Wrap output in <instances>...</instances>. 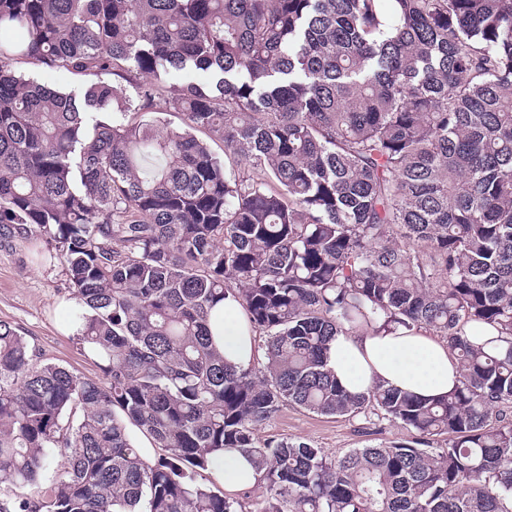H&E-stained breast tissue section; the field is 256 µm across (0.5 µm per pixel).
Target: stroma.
Listing matches in <instances>:
<instances>
[{
    "label": "stroma",
    "mask_w": 512,
    "mask_h": 512,
    "mask_svg": "<svg viewBox=\"0 0 512 512\" xmlns=\"http://www.w3.org/2000/svg\"><path fill=\"white\" fill-rule=\"evenodd\" d=\"M15 69L64 92L80 91L97 81L93 75L61 73L32 60L16 64ZM72 298L59 260L35 259L31 246L18 239L0 241V321L18 328L43 360L81 376L95 377L99 369L94 358L71 331L77 311ZM258 436L300 440L336 454L368 445L413 441L410 429L400 423H374L363 414L317 415L289 404L280 406Z\"/></svg>",
    "instance_id": "stroma-1"
}]
</instances>
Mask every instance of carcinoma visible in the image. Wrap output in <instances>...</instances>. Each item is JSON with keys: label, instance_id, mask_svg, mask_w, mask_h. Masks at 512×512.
Returning <instances> with one entry per match:
<instances>
[{"label": "carcinoma", "instance_id": "cac0c4a2", "mask_svg": "<svg viewBox=\"0 0 512 512\" xmlns=\"http://www.w3.org/2000/svg\"><path fill=\"white\" fill-rule=\"evenodd\" d=\"M21 59L145 81L66 93ZM189 73L207 82L165 99L187 129L128 118ZM16 238L63 260L101 376L0 321V485L28 489L0 512H245L195 479L229 450L258 474L253 512H509L512 0H0ZM229 297L264 336L246 367L213 342ZM372 327L446 340L459 384L351 394L329 342ZM284 402L416 445L259 440Z\"/></svg>", "mask_w": 512, "mask_h": 512}]
</instances>
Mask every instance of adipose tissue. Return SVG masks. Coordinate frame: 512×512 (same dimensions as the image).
I'll list each match as a JSON object with an SVG mask.
<instances>
[{
  "instance_id": "obj_1",
  "label": "adipose tissue",
  "mask_w": 512,
  "mask_h": 512,
  "mask_svg": "<svg viewBox=\"0 0 512 512\" xmlns=\"http://www.w3.org/2000/svg\"><path fill=\"white\" fill-rule=\"evenodd\" d=\"M216 314L224 319L223 329L215 333L217 345L228 361L248 365L254 340L242 308L229 298L217 306ZM328 366L354 394L367 392L374 383L381 382L431 398L455 387L460 375L447 342L424 331L337 336L330 346Z\"/></svg>"
}]
</instances>
